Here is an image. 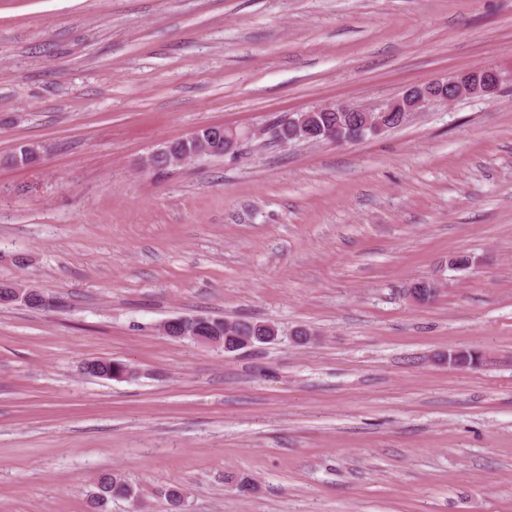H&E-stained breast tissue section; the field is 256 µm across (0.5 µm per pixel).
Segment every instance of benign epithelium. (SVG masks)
<instances>
[{"label":"benign epithelium","mask_w":512,"mask_h":512,"mask_svg":"<svg viewBox=\"0 0 512 512\" xmlns=\"http://www.w3.org/2000/svg\"><path fill=\"white\" fill-rule=\"evenodd\" d=\"M503 81L501 72L492 67L466 70L445 80L411 85L400 96L389 99L371 110L344 103L329 102L315 107L311 111L296 112L288 117L286 122L276 126L269 125L259 131V134L274 136L285 144L288 141V129L292 128L300 141L319 142L324 138L336 144L355 142L357 138L353 137L352 129L356 123L370 134L378 135L388 130L386 118L390 112H400L406 117L431 104H448L465 96L477 95L492 99L499 93ZM315 112H340L345 122L334 127L317 129L311 122ZM251 135L250 131L225 127L222 133L205 140L193 131L181 138L183 142H191L192 149L174 150L167 154L166 165L163 167L157 165V154L161 153L162 149H154L141 158L140 168L146 172L158 173L189 162L233 155L240 142ZM41 156L42 146L36 142H27L23 147V159L14 160L12 155L8 154L0 158V164L11 165L15 168H27L36 164Z\"/></svg>","instance_id":"benign-epithelium-1"}]
</instances>
